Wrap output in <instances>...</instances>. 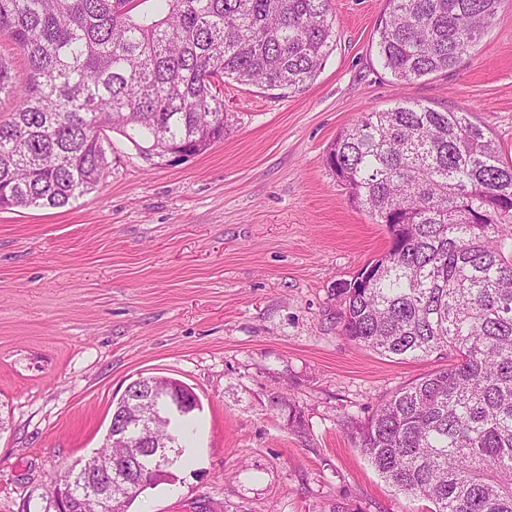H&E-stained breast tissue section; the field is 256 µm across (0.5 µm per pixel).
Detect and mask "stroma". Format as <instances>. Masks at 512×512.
I'll list each match as a JSON object with an SVG mask.
<instances>
[{
  "mask_svg": "<svg viewBox=\"0 0 512 512\" xmlns=\"http://www.w3.org/2000/svg\"><path fill=\"white\" fill-rule=\"evenodd\" d=\"M384 5L331 0L336 48L303 93L226 81L231 130L202 154L150 162L114 132L98 190L0 211V512H46L51 482L102 447L127 385L152 375L201 401L195 463L127 512H430L351 434L435 363L340 335L336 289L389 235L326 152L406 98L465 109L512 162V0L459 66L408 85L377 57Z\"/></svg>",
  "mask_w": 512,
  "mask_h": 512,
  "instance_id": "obj_1",
  "label": "stroma"
}]
</instances>
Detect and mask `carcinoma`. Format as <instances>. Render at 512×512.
Here are the masks:
<instances>
[{
    "mask_svg": "<svg viewBox=\"0 0 512 512\" xmlns=\"http://www.w3.org/2000/svg\"><path fill=\"white\" fill-rule=\"evenodd\" d=\"M0 0V210L61 208L98 189L106 131L147 160L187 159L224 140L225 80L298 94L335 47L330 0ZM377 55L402 84L456 68L503 0H385ZM351 201L385 226L369 280L336 289L341 332L397 360L452 362L402 388L358 430V447L431 512H512V164L462 109L402 100L364 112L328 147ZM139 470L185 454L191 411L141 424ZM80 496L95 493L70 466ZM0 56L10 62L13 75L19 80L26 78L28 62L23 52L7 35H0Z\"/></svg>",
    "mask_w": 512,
    "mask_h": 512,
    "instance_id": "1",
    "label": "carcinoma"
}]
</instances>
